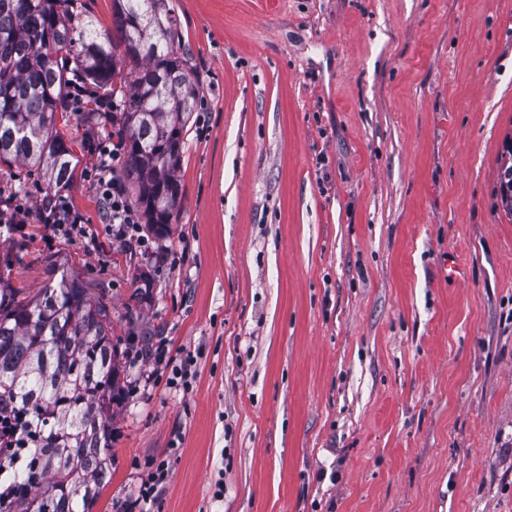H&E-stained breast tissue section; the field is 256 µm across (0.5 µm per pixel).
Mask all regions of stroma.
<instances>
[{"instance_id": "obj_1", "label": "stroma", "mask_w": 512, "mask_h": 512, "mask_svg": "<svg viewBox=\"0 0 512 512\" xmlns=\"http://www.w3.org/2000/svg\"><path fill=\"white\" fill-rule=\"evenodd\" d=\"M200 89L177 224H20L15 287L50 260L112 304L114 337L193 353L189 387L132 349L93 512H512V0H166ZM0 193L43 182L0 164ZM461 273L446 276V264ZM150 294L131 315L132 281ZM499 185L502 206L506 211L512 208V142L506 143L499 167Z\"/></svg>"}]
</instances>
